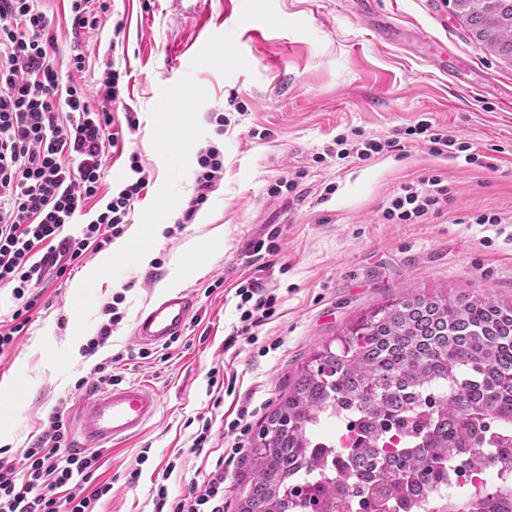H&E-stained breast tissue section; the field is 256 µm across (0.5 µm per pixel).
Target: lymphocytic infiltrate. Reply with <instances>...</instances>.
Here are the masks:
<instances>
[{
  "mask_svg": "<svg viewBox=\"0 0 512 512\" xmlns=\"http://www.w3.org/2000/svg\"><path fill=\"white\" fill-rule=\"evenodd\" d=\"M39 0H0V285L9 286L14 304L8 320L0 321V355L10 351L24 332L43 295L48 274L63 277L88 250L106 249L121 238L135 201L149 183L137 153L127 157L129 175L118 188L102 187L103 159L108 148L123 149L126 132L136 131L133 112H120L124 76L107 68L100 80L98 104H91L84 85L64 81V73L86 68L83 53L55 65L57 38ZM415 142L438 156L463 157L474 163L479 154L470 142L448 134L429 120L410 129ZM393 138L338 135L326 156L367 160L400 150ZM197 193L180 223L167 237L181 232L224 178V153L217 143L197 156ZM448 200L442 175L402 184L383 209L393 224H420L438 213ZM96 216L77 224L87 203ZM240 313L235 336L256 343L253 333L275 313L277 298L252 280L235 291ZM239 446L224 449L187 496L169 502L165 484L156 486L158 512H224V473L235 465ZM100 468L95 451L72 448L63 408H55L32 446L19 455H0V512H100L112 485L94 479Z\"/></svg>",
  "mask_w": 512,
  "mask_h": 512,
  "instance_id": "obj_1",
  "label": "lymphocytic infiltrate"
}]
</instances>
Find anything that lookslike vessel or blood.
Segmentation results:
<instances>
[{
    "instance_id": "1",
    "label": "vessel or blood",
    "mask_w": 512,
    "mask_h": 512,
    "mask_svg": "<svg viewBox=\"0 0 512 512\" xmlns=\"http://www.w3.org/2000/svg\"><path fill=\"white\" fill-rule=\"evenodd\" d=\"M367 26L376 39L390 40L392 26L374 7V0H361ZM196 303L185 290L166 292L135 320L132 335L143 345L164 346L184 335L195 314ZM160 406L157 392L143 381L93 385L75 420L76 442L81 449H106L140 434Z\"/></svg>"
}]
</instances>
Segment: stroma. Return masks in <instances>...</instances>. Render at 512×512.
Segmentation results:
<instances>
[{"label":"stroma","mask_w":512,"mask_h":512,"mask_svg":"<svg viewBox=\"0 0 512 512\" xmlns=\"http://www.w3.org/2000/svg\"><path fill=\"white\" fill-rule=\"evenodd\" d=\"M375 3L395 27L444 45L443 66L431 61L429 44L375 43L360 0H211L215 25L203 38L174 0H111L97 31L73 30L65 0H41L58 59L80 52L89 60L75 82L93 94L107 65L123 72L124 104L140 122L126 135L125 149L137 152L150 172L129 221L149 219L159 233L150 264L128 260L95 277L102 255L90 250L71 274L46 283L27 331L0 355V386L16 391V414L0 418L11 450L29 447L58 403L73 418L82 405L76 381L96 360L135 348V319L201 241L208 249L181 284L196 302L184 336L167 360L135 359L115 369L122 381L150 383L161 405L142 435L102 451L96 476L112 485L105 512H155L156 480L164 472L170 501L186 495L208 469L205 457L190 451L191 420L213 414L220 453L233 444L225 423L247 402L258 412L242 440L239 467L224 479L226 512H235L249 488L257 433L315 349L411 290L512 300V66L472 39L450 0ZM118 21L124 27L116 36ZM181 90L192 93L186 118L193 142L162 152V117ZM218 112L231 119L220 137ZM424 116L494 157V168L436 156L411 142L365 161L317 160L338 134L358 129L400 139ZM213 139L223 148L224 178L191 223L166 237L196 193L197 151ZM433 170L448 183L441 211L421 224L385 223L393 192ZM295 174L299 195H268L276 180ZM330 183L335 194L321 199ZM161 198L170 206L157 207ZM486 211L501 213L505 225L472 223V215ZM274 230L279 252L253 257L252 242ZM245 280L278 297L275 315L256 327L254 345L229 339L239 319L235 290ZM121 289L122 324L95 357L73 356L72 344L96 336L103 306ZM275 340L280 348L260 355ZM216 367L237 379L235 396L217 408L206 394L207 374ZM135 468L141 475L132 483Z\"/></svg>","instance_id":"stroma-1"}]
</instances>
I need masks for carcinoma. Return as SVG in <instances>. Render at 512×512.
Listing matches in <instances>:
<instances>
[{
  "label": "carcinoma",
  "instance_id": "carcinoma-1",
  "mask_svg": "<svg viewBox=\"0 0 512 512\" xmlns=\"http://www.w3.org/2000/svg\"><path fill=\"white\" fill-rule=\"evenodd\" d=\"M454 13L490 55L512 64V0H453ZM358 413L368 441L321 483H302L300 459L320 469L309 429L326 407ZM493 448L512 463V302L482 295L408 292L359 320L337 348L324 345L301 366L258 434L252 481L238 512H304V497L329 491L348 507L390 481V499L409 512L416 497L448 480V462L472 467ZM436 512H512V477Z\"/></svg>",
  "mask_w": 512,
  "mask_h": 512
}]
</instances>
